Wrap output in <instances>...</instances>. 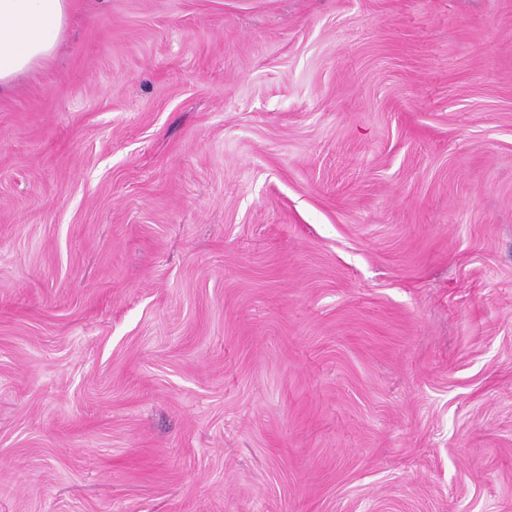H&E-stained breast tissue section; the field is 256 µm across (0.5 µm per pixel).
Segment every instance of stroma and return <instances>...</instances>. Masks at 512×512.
<instances>
[{
	"label": "stroma",
	"instance_id": "1",
	"mask_svg": "<svg viewBox=\"0 0 512 512\" xmlns=\"http://www.w3.org/2000/svg\"><path fill=\"white\" fill-rule=\"evenodd\" d=\"M0 512H512V0H69L0 95Z\"/></svg>",
	"mask_w": 512,
	"mask_h": 512
}]
</instances>
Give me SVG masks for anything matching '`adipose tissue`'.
<instances>
[{
	"label": "adipose tissue",
	"instance_id": "1",
	"mask_svg": "<svg viewBox=\"0 0 512 512\" xmlns=\"http://www.w3.org/2000/svg\"><path fill=\"white\" fill-rule=\"evenodd\" d=\"M68 16V0H0V92L51 57Z\"/></svg>",
	"mask_w": 512,
	"mask_h": 512
}]
</instances>
